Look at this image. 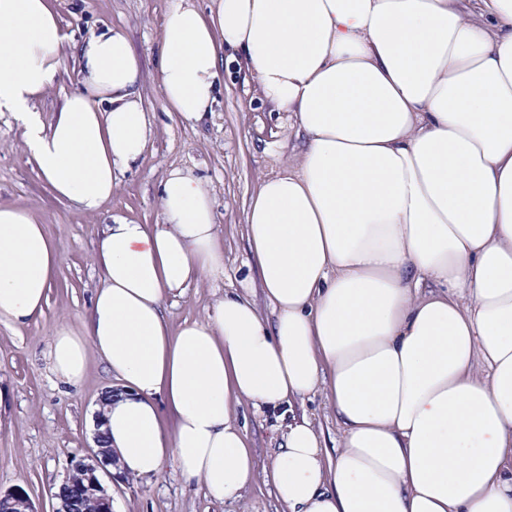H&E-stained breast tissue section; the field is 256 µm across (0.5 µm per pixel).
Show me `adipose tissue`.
Masks as SVG:
<instances>
[{
  "label": "adipose tissue",
  "mask_w": 512,
  "mask_h": 512,
  "mask_svg": "<svg viewBox=\"0 0 512 512\" xmlns=\"http://www.w3.org/2000/svg\"><path fill=\"white\" fill-rule=\"evenodd\" d=\"M227 50L301 141L245 210L271 317L232 291L171 334L168 298L224 275L210 191L174 168L157 223L106 225L104 285L84 334L53 336L55 377L78 385L103 359L99 430L128 477L172 465L234 501L259 475L288 512H512V0H172L166 108L212 111ZM69 56L75 88L44 120ZM142 84L122 30L70 44L50 0H0V112L57 199L98 214L141 163ZM59 261L43 224L0 206V319L41 315ZM317 391L335 450L304 418L259 464L236 406Z\"/></svg>",
  "instance_id": "ef3b65f1"
}]
</instances>
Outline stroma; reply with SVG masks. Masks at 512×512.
Wrapping results in <instances>:
<instances>
[{
	"instance_id": "obj_1",
	"label": "stroma",
	"mask_w": 512,
	"mask_h": 512,
	"mask_svg": "<svg viewBox=\"0 0 512 512\" xmlns=\"http://www.w3.org/2000/svg\"><path fill=\"white\" fill-rule=\"evenodd\" d=\"M170 0H52L69 40L110 26L123 30L144 73L142 96L153 136L139 167L118 172L112 198L90 216L57 200L38 179L11 113L0 112V205L17 207L44 224L61 262L43 315L22 326L0 320V490L26 489L39 512H52V495L71 472L72 460L94 446L90 418L113 379L99 357H90L80 385L56 382L49 344L61 329L82 331L91 296L102 287L95 251L104 224L120 216L138 224L159 218L158 191L167 172L183 168L208 185L216 228L224 240V276L191 283L170 299L171 331L206 316L224 292L251 280L244 209L262 177L283 170L297 144L284 112L272 111L247 76L243 60L225 59L212 112L197 123L166 111L156 84L160 21ZM259 463L277 452L281 436L272 415L245 404L237 410ZM113 512H284L274 491L255 479L238 501L211 498L203 486L186 485L174 466L153 480L104 479Z\"/></svg>"
}]
</instances>
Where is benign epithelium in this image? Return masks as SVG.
<instances>
[{
	"label": "benign epithelium",
	"mask_w": 512,
	"mask_h": 512,
	"mask_svg": "<svg viewBox=\"0 0 512 512\" xmlns=\"http://www.w3.org/2000/svg\"><path fill=\"white\" fill-rule=\"evenodd\" d=\"M95 449L71 464V468L83 474L84 483L75 487L74 493L65 499H58L57 494H52L55 506L52 512H87L86 502L95 505L94 512H112V497L107 493L98 477L102 471L109 475L110 479L120 480L121 474H114L109 468L115 465L112 451L101 445L99 436H94ZM0 505L9 512H38L30 496L21 488L0 491Z\"/></svg>",
	"instance_id": "1"
}]
</instances>
